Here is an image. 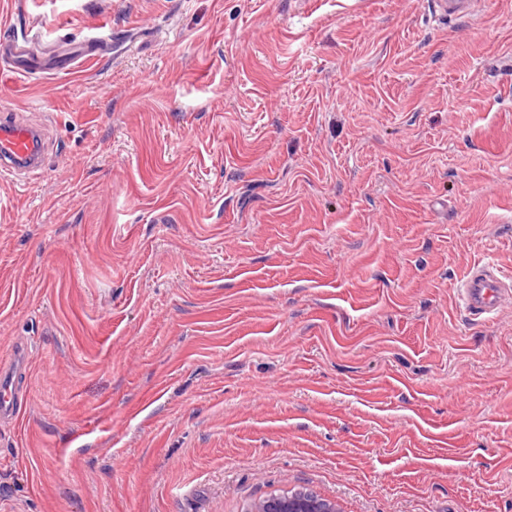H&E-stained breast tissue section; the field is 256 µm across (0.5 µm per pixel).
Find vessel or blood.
I'll list each match as a JSON object with an SVG mask.
<instances>
[{
  "mask_svg": "<svg viewBox=\"0 0 512 512\" xmlns=\"http://www.w3.org/2000/svg\"><path fill=\"white\" fill-rule=\"evenodd\" d=\"M0 59L27 74L47 69L34 46L15 39L0 41ZM43 162L40 131L29 125L19 112L0 119V179L17 180L35 175ZM457 292L468 315L487 318L512 304V276L505 274L495 262H478L468 266L459 277ZM20 407L12 372L0 373V418L17 415Z\"/></svg>",
  "mask_w": 512,
  "mask_h": 512,
  "instance_id": "1",
  "label": "vessel or blood"
}]
</instances>
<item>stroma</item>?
Instances as JSON below:
<instances>
[{"instance_id":"stroma-1","label":"stroma","mask_w":512,"mask_h":512,"mask_svg":"<svg viewBox=\"0 0 512 512\" xmlns=\"http://www.w3.org/2000/svg\"><path fill=\"white\" fill-rule=\"evenodd\" d=\"M0 512H512V0H0ZM97 54L98 49L87 45L82 53L65 60L60 66L47 67V65L41 61L35 51V47L31 44L25 41H19L18 39L0 41L1 61L8 60L16 69L27 74L68 70L76 57L89 58L97 56ZM0 123V179L30 177L41 170L43 143L38 129L28 124L23 111L13 110ZM24 176V177H23ZM456 288L460 304L470 316L489 318L512 304V276L492 261L468 266ZM20 407L21 400L14 384L13 372L5 371L0 379V418L17 415ZM269 507H261L258 512L272 511V512H335L336 506L333 503L327 502L326 505H321L320 502H314L305 498H300L291 495L276 496L274 500L270 501Z\"/></svg>"}]
</instances>
